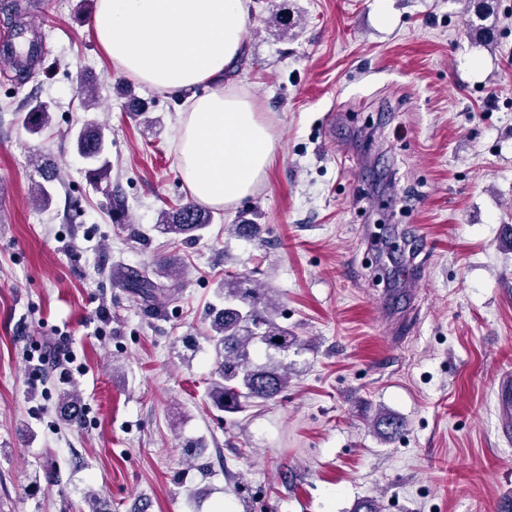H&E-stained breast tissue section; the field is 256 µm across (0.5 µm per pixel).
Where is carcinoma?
<instances>
[{
	"label": "carcinoma",
	"mask_w": 512,
	"mask_h": 512,
	"mask_svg": "<svg viewBox=\"0 0 512 512\" xmlns=\"http://www.w3.org/2000/svg\"><path fill=\"white\" fill-rule=\"evenodd\" d=\"M25 129L37 134L51 123L47 104H26ZM76 152L87 165L88 172L99 180L109 179L111 169L104 136L99 131L84 129L73 139ZM40 180L34 182L33 200L45 204L51 194L47 184L57 178V172L39 169ZM213 221L211 212L188 202L160 215L161 232L184 242L200 237ZM177 276L174 267L163 263L131 271L125 287L148 306L165 304L172 298L165 281ZM221 307L212 308L209 341L215 354V369L209 383L208 397L220 410L234 414L255 399L275 400L288 389V364L276 356L257 362L255 357L264 347L287 353L297 345V337L288 327L276 322L278 302L264 288H253L242 274H227L219 288Z\"/></svg>",
	"instance_id": "obj_1"
}]
</instances>
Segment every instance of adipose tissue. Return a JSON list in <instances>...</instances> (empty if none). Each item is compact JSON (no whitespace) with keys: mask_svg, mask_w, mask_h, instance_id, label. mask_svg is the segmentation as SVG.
Segmentation results:
<instances>
[{"mask_svg":"<svg viewBox=\"0 0 512 512\" xmlns=\"http://www.w3.org/2000/svg\"><path fill=\"white\" fill-rule=\"evenodd\" d=\"M246 0H97L93 32L126 75L178 92L205 86L179 121L177 162L191 197L214 209L251 195L275 148L246 98L225 91L245 48Z\"/></svg>","mask_w":512,"mask_h":512,"instance_id":"obj_1","label":"adipose tissue"}]
</instances>
